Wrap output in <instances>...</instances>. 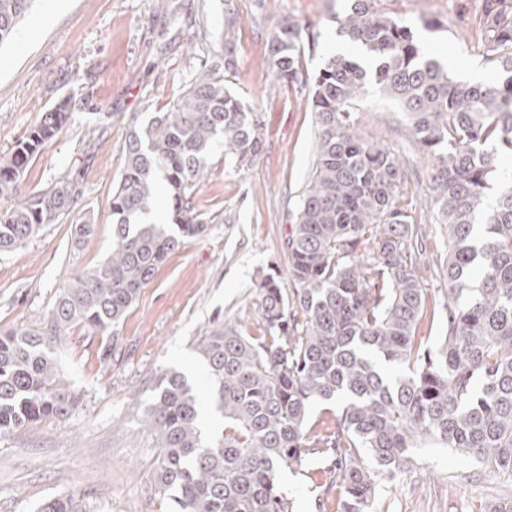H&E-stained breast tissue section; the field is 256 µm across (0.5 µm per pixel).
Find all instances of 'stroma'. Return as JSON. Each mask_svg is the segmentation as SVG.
<instances>
[{"label":"stroma","mask_w":512,"mask_h":512,"mask_svg":"<svg viewBox=\"0 0 512 512\" xmlns=\"http://www.w3.org/2000/svg\"><path fill=\"white\" fill-rule=\"evenodd\" d=\"M179 2L182 19L173 25L168 0H65L54 12L49 0H38L20 38L0 49V160L41 112L72 98L68 122L41 147L21 188L30 197L66 175L82 192L61 223L0 253V328H37L59 287L109 257L110 200L132 125L170 110L203 64L223 56L225 41L233 43L237 67L225 73L224 84L263 120V149L247 168L237 169L223 147L214 148L191 196L205 231L182 240L119 323L102 334L71 328L57 344L53 357L79 403L69 418L0 437V512H37L45 500L71 494L85 512H169L155 490L158 450L142 408L171 368L206 393L199 340L224 322L257 334V283L286 266L284 241L312 176L317 131L311 87L291 88L271 76L269 41L282 17L312 23L319 45L305 51L301 65L315 73L331 54L347 0ZM229 7L238 19L230 36L224 33ZM377 7L409 22L453 77L484 59L482 0H378ZM356 110L360 135L384 143L408 170L402 199L413 203L426 243L415 257L429 309L418 334L438 347L446 330L448 232L427 202V178L403 112L375 92ZM87 221L93 235L76 242L77 225ZM323 465L311 459L281 471L279 488L293 512H336L337 491L319 488ZM496 501H512V480L492 476L470 456L428 445L416 449L411 472L381 484L375 510L485 512Z\"/></svg>","instance_id":"1"}]
</instances>
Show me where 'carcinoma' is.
<instances>
[{"label":"carcinoma","instance_id":"1","mask_svg":"<svg viewBox=\"0 0 512 512\" xmlns=\"http://www.w3.org/2000/svg\"><path fill=\"white\" fill-rule=\"evenodd\" d=\"M35 3L0 0V45ZM376 3L350 0L339 20L338 34L364 55H335L311 76L301 71V54L317 46L310 25L284 17L274 27L268 68L284 84H312L313 176L285 240L289 287L272 275L259 284L258 334L227 323L198 343L222 433L202 431L199 393L180 372L161 374L143 408L158 448L156 489L173 512H292L279 474L313 455L329 461L323 473L339 492L337 512H374L381 483L411 469L413 449L426 443L512 478V176L499 170L512 157V0L482 3L494 83L453 78L410 25ZM235 68L228 46L170 111L133 127L112 191V255L59 288L41 327L0 329V436L76 408L53 346L74 325L112 328L181 239L205 230L190 195L214 145L242 167L259 156L258 113L219 76ZM371 90L404 112L438 223L448 228L447 332L434 351L418 336L427 299L412 254L425 243L398 201L408 174L387 146L355 129L354 106ZM71 110L66 97L40 113L0 163V253L78 204L81 191L66 177L15 199L32 158ZM497 176L479 245L476 216ZM157 203L178 234L147 220ZM315 402L338 404L333 431L313 432ZM38 512L84 510L70 495Z\"/></svg>","mask_w":512,"mask_h":512}]
</instances>
